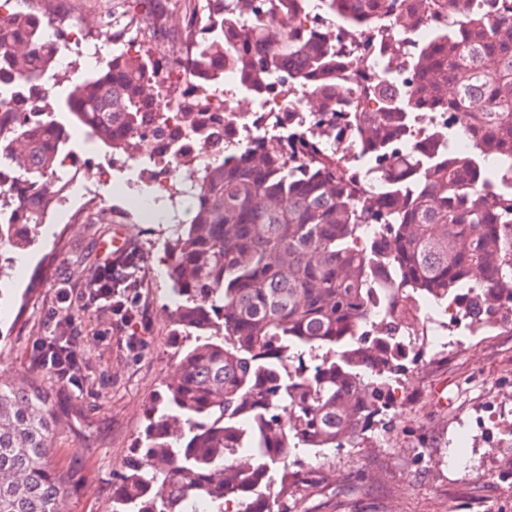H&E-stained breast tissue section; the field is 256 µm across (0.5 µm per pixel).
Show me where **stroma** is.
Here are the masks:
<instances>
[{
	"instance_id": "1",
	"label": "stroma",
	"mask_w": 512,
	"mask_h": 512,
	"mask_svg": "<svg viewBox=\"0 0 512 512\" xmlns=\"http://www.w3.org/2000/svg\"><path fill=\"white\" fill-rule=\"evenodd\" d=\"M127 231L142 282L145 345L134 353L120 337L104 335L105 312L73 311L81 387L64 388L40 368L34 344L58 281L84 290L111 225L88 223L82 210L57 211L55 223L43 225L37 243L24 251V263L0 281V382L40 372L68 420L54 461L79 487L61 501L60 512H111L113 477L143 428L146 402L175 364L164 239L154 224L133 220ZM400 395L403 406L384 417L387 431L375 446L328 449L335 479L289 499V512H512V490L498 482L502 460L479 433H471L466 452L480 458V467L464 474L448 470V441L461 420L489 400L512 409V328L469 337L465 349L409 369Z\"/></svg>"
}]
</instances>
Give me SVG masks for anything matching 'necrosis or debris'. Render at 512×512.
<instances>
[{
    "label": "necrosis or debris",
    "instance_id": "4bbe7bcc",
    "mask_svg": "<svg viewBox=\"0 0 512 512\" xmlns=\"http://www.w3.org/2000/svg\"><path fill=\"white\" fill-rule=\"evenodd\" d=\"M404 7L405 0H384L371 23L359 29L341 25L336 16L326 10L298 13L293 23L294 37H316L336 58L345 90L337 95L334 108L318 110L311 101V83L290 82L284 73L278 74L260 91L238 97L241 81L232 71H225L223 86L203 94L212 125L224 131L225 158H232L244 149L260 152L271 146L286 156L312 146L335 154L341 175L355 187L359 222L368 235H375L377 219L371 205L368 174L382 172L389 158L379 155L373 158L371 165H364L361 160L364 149L353 135L355 115L378 111L379 100L374 88L381 81H391L403 89L412 88L411 61L431 34L448 25L447 12L432 11L417 27L398 30L395 20ZM460 123L457 113L445 109L413 113L407 119L403 139L395 150L400 154L415 151L419 164L427 165L439 154L440 136ZM174 155L191 157L200 163L210 152L195 134L182 136L171 145L160 140L154 142L149 155L154 171V194L149 198L131 193L123 181L124 175L139 171V158H116L106 164H83L78 158H67L64 165L70 170L68 189L60 194V206L64 209L70 206L71 187L81 186L90 200L100 201L104 198V188L110 186L115 195L134 208L141 223H158V206L168 193L173 174L170 158ZM472 297V291H462L449 297L438 312L425 301L404 299V308L415 315L414 323L404 328L406 336L414 342L423 339L427 344L438 346L442 338L435 329L440 326L454 336V348L465 347L466 337L475 333L473 321L465 311V304ZM499 415V405L488 403L469 416L468 424L480 432L489 447L505 455L512 452V429L500 424Z\"/></svg>",
    "mask_w": 512,
    "mask_h": 512
}]
</instances>
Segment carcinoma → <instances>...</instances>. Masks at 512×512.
I'll use <instances>...</instances> for the list:
<instances>
[{
    "instance_id": "carcinoma-1",
    "label": "carcinoma",
    "mask_w": 512,
    "mask_h": 512,
    "mask_svg": "<svg viewBox=\"0 0 512 512\" xmlns=\"http://www.w3.org/2000/svg\"><path fill=\"white\" fill-rule=\"evenodd\" d=\"M261 22L235 31L236 41L207 36L260 14L258 0H197L168 67L139 49L114 54L56 91L63 45L43 42L36 12L0 15V75L9 72L22 93L0 100V174L19 203L12 230L0 227V280L13 270V254L36 242L43 218L58 204L49 177L72 150L71 129L106 155L148 152L165 125L153 83L164 87L176 66L193 81L204 75L224 83L229 65L252 88L265 87L285 65L291 78L318 79L314 97L326 106L342 92L336 59L311 37L295 39L291 14L310 0H269ZM382 0H319L354 26L370 22ZM470 0H410L402 28L431 8L448 9V30L421 47L413 61L418 82L406 93L375 88L381 111L360 112L355 136L371 152H386L400 136L404 115L441 107L459 112L463 125L448 129L449 143L436 163L419 170L407 194L382 199L379 231L364 238L355 218L353 185L336 174V156L315 150L299 159L275 149L244 152L193 172L192 194L169 210L176 228L164 241L166 277L175 308L172 334L180 338L174 373L149 400L139 444L112 484V512H288L280 504L308 484L302 448H358L377 417L388 411V378L406 370L410 357L387 336H370L375 317L371 269L385 260L394 281L385 289V318L401 298L419 294L438 302L466 288L512 289V198L488 200L490 186L512 177V18L489 23ZM127 25L153 33L163 12L156 0H138ZM107 42L125 27L107 12L94 26ZM183 131L206 124L201 100L170 97ZM181 131V132H183ZM171 131L169 141L181 135ZM464 137L470 153L450 141ZM490 156L495 166L472 164ZM311 174L299 178L295 166ZM87 223L114 224L102 204ZM310 356L313 372L288 377L293 357ZM63 432L53 396L32 381L0 384V512H58L73 490L54 466ZM294 464L293 470L289 464Z\"/></svg>"
}]
</instances>
